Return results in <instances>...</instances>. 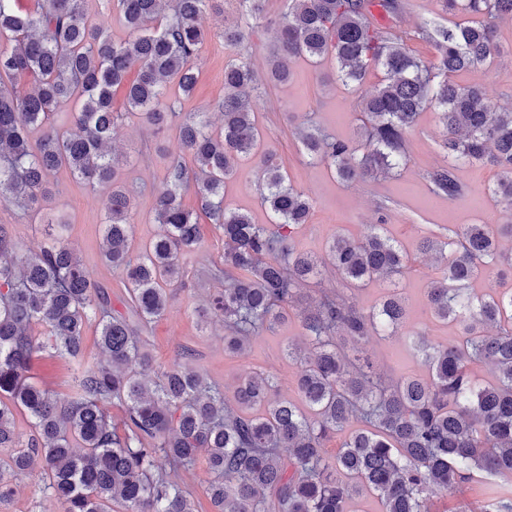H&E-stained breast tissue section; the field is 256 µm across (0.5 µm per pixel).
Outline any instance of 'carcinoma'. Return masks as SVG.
<instances>
[{"label":"carcinoma","mask_w":512,"mask_h":512,"mask_svg":"<svg viewBox=\"0 0 512 512\" xmlns=\"http://www.w3.org/2000/svg\"><path fill=\"white\" fill-rule=\"evenodd\" d=\"M276 23L277 54L270 78L289 79V60L333 57L339 77L362 89L375 69L384 78L361 94L362 153L304 123L298 128L310 161L326 163L350 183L376 180L409 162L407 134L419 112H442L451 160L430 175L434 189L461 194L460 166L500 169L490 194L512 206V110L490 112L479 86L453 80L498 52L497 21L512 18V0H446L449 10L476 21L450 29L419 28L434 45L436 63L413 56L401 36L384 30L400 0H286ZM132 37L112 42L104 23L88 20L83 0H37L32 11L0 0V204L47 225L39 250L24 252L0 224V504L16 494V477L40 464L45 489L61 512H194L172 474L204 457L214 475L208 488L214 512H355L363 493L380 512H431L432 500L477 476L487 480L484 512H512V290L478 294L473 284L493 268L512 270V224H468L419 243L438 254V275L426 290L431 315L457 327L462 344H436L408 334L429 368L388 383L375 377L361 345L376 333L405 328L407 304L397 289L365 311L340 288H325L330 269L351 284L393 280L410 269L396 239L375 224L360 237L336 234L326 255L298 250L293 229L306 223L311 203L261 146L255 109L256 74L245 60L224 67L223 122L214 130L204 112L173 124L171 91L192 93L206 33L207 11L224 0H109ZM138 68L135 80L128 79ZM28 77L29 90L17 79ZM124 89L128 111L154 135L176 127L192 171L174 159L155 198L161 233L131 250L129 189L109 153L118 113L112 91ZM34 127L43 130L37 149ZM255 161L261 201L271 223L224 208V182L243 159ZM66 169L96 190L107 212L104 259L118 270L126 307L142 328L167 310V287L185 276L183 259L202 238L197 213L183 204L196 187L201 211L224 233V259L213 276L224 281L203 314L224 317V347L242 354L252 338L287 318L299 286L314 284L298 313L299 343L288 344L298 366L299 401L276 396L275 378L261 371L239 377L234 402L186 364L158 379L129 320L88 277L69 246L67 215L48 208L50 177ZM96 321L103 357L85 358L84 331ZM496 334H489V329ZM46 349L75 363L69 395L57 397L29 374ZM493 367L481 384L471 364ZM122 409L123 430L108 407ZM31 421L27 439L14 431V410ZM347 433L339 451L326 441Z\"/></svg>","instance_id":"cac0c4a2"}]
</instances>
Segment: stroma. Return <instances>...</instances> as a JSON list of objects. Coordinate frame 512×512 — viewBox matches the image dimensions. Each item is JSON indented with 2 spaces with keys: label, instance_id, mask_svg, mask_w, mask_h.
Returning <instances> with one entry per match:
<instances>
[{
  "label": "stroma",
  "instance_id": "1",
  "mask_svg": "<svg viewBox=\"0 0 512 512\" xmlns=\"http://www.w3.org/2000/svg\"><path fill=\"white\" fill-rule=\"evenodd\" d=\"M402 3L404 8L398 15L379 16V24L402 34L416 57L434 61L432 44L417 38L416 32L425 26L452 27L456 15L445 10L443 0ZM240 21L234 0H225L223 13L207 17L208 37L201 49L197 87L190 97L175 101V111L185 115L204 112L213 126H220L224 67L231 59L245 57L263 91L257 112L265 134L264 145L277 153L291 183L312 201L307 223L296 230L298 249L319 256L324 254L336 231L358 236L368 225L385 222L391 235L415 259L410 272L399 282L407 299L408 327L423 329L435 342L447 343L454 336V329L433 321L426 304V288L437 273V264L430 258L419 260V241L423 236L465 224L512 222V211L488 192L498 178L497 168L488 164L462 165V194L450 199L436 193L429 174L447 163L448 153L443 148L444 132L437 109L431 106L420 113L408 134L410 161L404 170L375 181L340 182L327 166L309 164L296 128L309 118L336 138L359 144L362 136L355 119L360 109L358 95L338 79L331 60L317 66L304 60L294 61L288 82L269 81L270 63L277 49L272 24L256 28L247 46L225 45V26ZM497 40L502 47L500 55L455 76L458 83L482 85L487 92L486 105L495 112L512 107V19L499 22ZM113 107L121 114L115 149L124 158L118 176L133 192L132 246L137 249L161 231L154 220L155 193L164 181L170 160L181 157L183 150L175 131L155 136L138 116L126 113L122 92H115ZM50 181L51 208L64 211L70 218L69 244L112 305L123 309L126 290L122 279L101 257L106 221L101 200L90 186L75 181L66 170L56 172ZM224 205L249 212L255 223H269L270 216L255 185L252 163L241 164L234 177L225 183ZM223 253V233L204 225L198 248L185 262L183 287L170 290L166 313L139 333L152 356V369L158 372L177 362L189 364L209 381L219 384L229 398L234 395L240 375L262 370L274 376L281 397L296 399L297 367L288 359L287 346L301 334L297 319H289L275 333L256 337L246 354L240 356L225 353L223 324L202 315L201 306L220 289L206 270L220 263ZM363 353L386 381L428 373L422 358L411 354L396 336H372ZM32 373L58 396L69 394L73 376L70 360L42 353ZM0 512H60V508L45 493L41 475L34 470L18 476L17 492L10 502L0 505Z\"/></svg>",
  "mask_w": 512,
  "mask_h": 512
}]
</instances>
